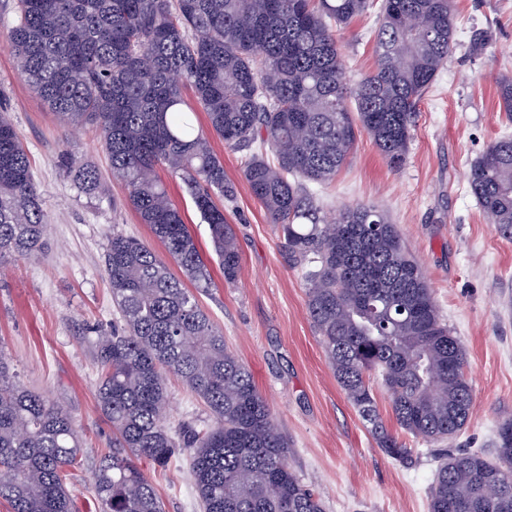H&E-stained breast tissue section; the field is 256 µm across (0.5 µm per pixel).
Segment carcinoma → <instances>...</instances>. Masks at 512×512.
<instances>
[{
    "instance_id": "cac0c4a2",
    "label": "carcinoma",
    "mask_w": 512,
    "mask_h": 512,
    "mask_svg": "<svg viewBox=\"0 0 512 512\" xmlns=\"http://www.w3.org/2000/svg\"><path fill=\"white\" fill-rule=\"evenodd\" d=\"M374 0H15L5 46L22 77L66 125L91 124L126 188V204L204 291L203 255L166 185L185 184L208 224L224 282L238 276L236 235L215 198L234 197L209 135L244 153L242 176L304 268L306 304L336 381L379 448L403 465L413 449L388 431L371 377L382 379L399 427L434 446L470 418L466 352L442 320L395 225L366 204L329 219L307 185H326L367 134L394 169L408 152L419 103L456 49L451 0H381L375 70L341 78L337 32ZM190 86L209 132L182 95ZM512 119V75L497 82ZM86 194L95 170H72ZM469 188L512 239V137L471 164ZM45 214L19 135L0 113V265L45 249ZM120 327L98 337V407L112 453L95 472L104 512H163L142 463L165 467L186 450L203 512H325L302 484L254 374L224 342L153 247L112 234L104 253ZM181 380L210 419L172 435L168 380ZM84 456L71 415L17 380L0 348V499L11 512H72L67 488ZM429 512H512V418L498 423L496 458L444 449Z\"/></svg>"
}]
</instances>
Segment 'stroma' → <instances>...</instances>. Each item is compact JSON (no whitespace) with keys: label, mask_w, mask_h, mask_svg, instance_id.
Returning <instances> with one entry per match:
<instances>
[{"label":"stroma","mask_w":512,"mask_h":512,"mask_svg":"<svg viewBox=\"0 0 512 512\" xmlns=\"http://www.w3.org/2000/svg\"><path fill=\"white\" fill-rule=\"evenodd\" d=\"M457 48L419 104L407 158L392 170L368 135L334 181L319 188L327 216L359 203L383 210L423 270L449 328L468 356L472 414L449 446L493 454L499 420L512 417V240L500 236L468 187L471 163L494 140L512 136L500 112L496 80L512 74V0H453ZM377 9L340 34L343 79L358 83L375 68ZM487 40L480 50L477 34ZM7 113L26 147L45 211L46 247L34 259L0 264V347L21 383L42 392L72 416L88 450L69 483L76 512H103L94 486L112 428L96 402L95 345L119 316L112 305L103 256L119 231L151 240L147 225L125 205L92 126L71 129L47 109L0 45V113ZM235 187L224 213L236 233L240 269L226 285L212 268L213 288L197 291L202 308L227 345L247 363L290 444V463L321 495L326 512H428L438 461L430 445L401 432L384 391L378 409L387 429L413 448L403 466L378 447L339 387L308 316L301 268L288 264L284 241L242 177L240 153L212 139ZM96 167L107 190L83 193L62 166L64 155ZM158 177L203 253L207 224L183 182L165 169ZM172 431L206 421L208 413L186 387L170 385ZM164 512H202L187 453L150 471Z\"/></svg>","instance_id":"1"}]
</instances>
